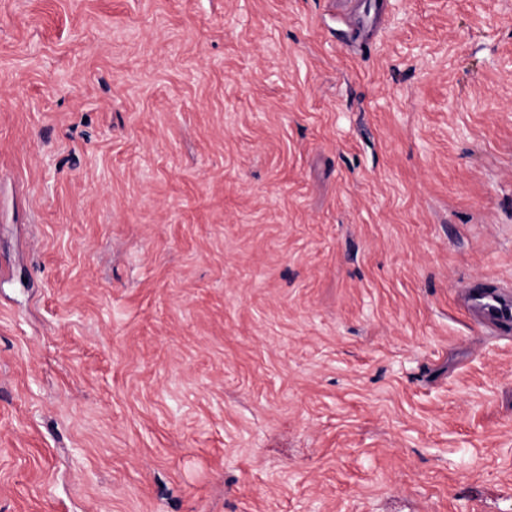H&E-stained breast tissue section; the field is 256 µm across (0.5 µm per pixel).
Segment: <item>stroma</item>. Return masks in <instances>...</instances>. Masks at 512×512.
Instances as JSON below:
<instances>
[{
	"instance_id": "stroma-1",
	"label": "stroma",
	"mask_w": 512,
	"mask_h": 512,
	"mask_svg": "<svg viewBox=\"0 0 512 512\" xmlns=\"http://www.w3.org/2000/svg\"><path fill=\"white\" fill-rule=\"evenodd\" d=\"M0 0V512H512V0ZM511 295V290L491 285L480 290L477 295L468 289V308L473 311V318L478 324H491L512 332Z\"/></svg>"
}]
</instances>
